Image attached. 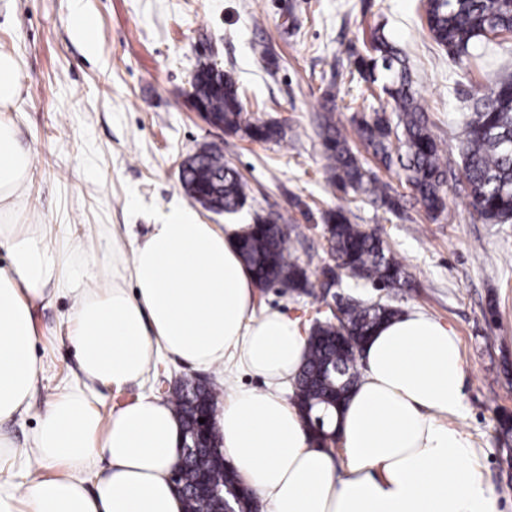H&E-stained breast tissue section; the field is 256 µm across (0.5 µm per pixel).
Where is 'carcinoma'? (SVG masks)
<instances>
[{
    "instance_id": "cac0c4a2",
    "label": "carcinoma",
    "mask_w": 512,
    "mask_h": 512,
    "mask_svg": "<svg viewBox=\"0 0 512 512\" xmlns=\"http://www.w3.org/2000/svg\"><path fill=\"white\" fill-rule=\"evenodd\" d=\"M425 22L433 40L454 56H466L477 47L480 55L493 60L495 38L512 35V0H426ZM354 66L360 77L377 82L376 69L390 73L382 85L386 105L371 114L356 112L352 122L360 141L372 149L386 167L404 172L417 201L434 220L447 211L448 152L432 129L401 55L378 25L365 54ZM191 96L204 111L224 122L227 134H242L258 142L285 140L286 132L276 122L263 121L250 113L245 94L214 62L204 61L191 80ZM321 129L327 164V179L337 188L365 195L372 201L394 207L387 185L367 171L353 153L334 120L335 94L322 95ZM458 150L463 163L472 213L486 224L512 222V76L474 90L472 108L463 113ZM180 181L192 199L210 197L214 213L236 215L248 204L242 175L224 161V149L210 147L194 164L182 168ZM324 238L336 265L352 278L378 288L393 290L407 284L402 263L391 254L374 231L350 221L342 208L322 213ZM255 229L239 245L244 262L254 272L256 286L286 288L305 293L321 303V295L309 281L307 270L295 255L300 233L286 228L288 220L272 212L254 213ZM342 318L334 322L331 312H317L308 338L305 364L294 387L292 401L315 442L323 444L335 430L334 415L346 400L360 375L355 355L382 323L398 316L399 310L385 304H367L350 296L341 306ZM166 402L189 435L209 431L199 447L189 449L179 483L186 489V512H222L218 493H198L206 481L217 488L232 478L224 465L219 439L213 426L217 391L209 383L184 378L169 393ZM205 422H199V419Z\"/></svg>"
}]
</instances>
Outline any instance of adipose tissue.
<instances>
[{
	"label": "adipose tissue",
	"mask_w": 512,
	"mask_h": 512,
	"mask_svg": "<svg viewBox=\"0 0 512 512\" xmlns=\"http://www.w3.org/2000/svg\"><path fill=\"white\" fill-rule=\"evenodd\" d=\"M21 94L19 62L0 51V218L24 210L32 158L2 112ZM247 224L170 212L124 254L58 248L44 224H4L0 247V424L30 406L42 370L32 305L45 287L73 302L70 341L81 381L46 407L28 447L0 434V471L26 461L64 475L0 484V512H185L172 481L181 424L139 395L102 415L95 384L144 380L160 354L197 370L245 371L259 389L228 392L215 428L225 461L268 512H495V495L464 433L440 423L463 404L454 329L419 311L384 323L365 344L363 376L340 418L343 457L313 444L286 388L304 362L298 320L255 311V279L237 243ZM109 273L92 282L100 265Z\"/></svg>",
	"instance_id": "ef3b65f1"
}]
</instances>
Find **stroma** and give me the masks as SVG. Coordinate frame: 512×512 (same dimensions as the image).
Instances as JSON below:
<instances>
[{
  "label": "stroma",
  "mask_w": 512,
  "mask_h": 512,
  "mask_svg": "<svg viewBox=\"0 0 512 512\" xmlns=\"http://www.w3.org/2000/svg\"><path fill=\"white\" fill-rule=\"evenodd\" d=\"M426 0H82L95 19L73 30L72 0H0V50L16 56L21 96L14 121L32 156L25 188L29 208L19 224L50 225L57 242L81 250L117 237L123 250L142 240L172 208L200 222L227 224L182 189L183 159L216 141L187 93L198 62L214 58L244 91L258 117L282 123L285 144L224 136V159L243 176L258 211L284 215L305 240L297 254L311 283L329 260L321 214L338 206L353 223L377 230L403 264L410 285L389 294L371 286L363 298L417 309L450 325L465 366L463 407L447 425L466 433L474 460L497 495V512H512V444L496 429L512 417V224H485L471 214L455 136L472 88L512 73V48L492 66L474 55L452 58L430 37ZM406 55L414 88L448 151V216L431 220L402 170L386 169L362 150L350 122L367 84L351 77L352 51L374 24ZM336 95V119L353 150L398 200L400 215L329 184L319 135L322 92ZM310 297L271 289L255 294L256 310L277 309L309 322ZM73 302L35 303L36 354L43 365L31 407L0 424L24 444L47 404L76 382V350L68 339ZM194 370L165 357L145 383L96 388L109 414L162 380Z\"/></svg>",
  "instance_id": "1"
}]
</instances>
